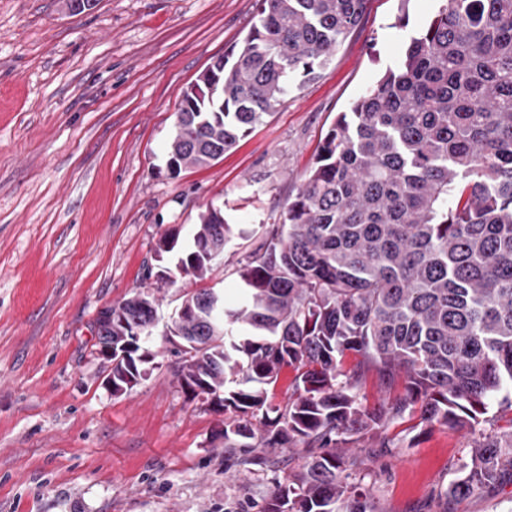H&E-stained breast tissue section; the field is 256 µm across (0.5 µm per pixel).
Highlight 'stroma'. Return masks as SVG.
<instances>
[{
	"mask_svg": "<svg viewBox=\"0 0 512 512\" xmlns=\"http://www.w3.org/2000/svg\"><path fill=\"white\" fill-rule=\"evenodd\" d=\"M258 0H0V512H259L302 471L304 448L227 454L222 425L173 376L163 331L195 282L164 265L167 230L206 206L233 231L208 286L232 292L246 252L280 222L339 113L395 66L437 0H369L317 77L222 160L167 169L180 94L242 43ZM160 298L157 356L113 395L99 311L133 290ZM389 447H382V440ZM466 431L403 419L348 450L375 512H512V486L462 501Z\"/></svg>",
	"mask_w": 512,
	"mask_h": 512,
	"instance_id": "35a3bbf8",
	"label": "stroma"
}]
</instances>
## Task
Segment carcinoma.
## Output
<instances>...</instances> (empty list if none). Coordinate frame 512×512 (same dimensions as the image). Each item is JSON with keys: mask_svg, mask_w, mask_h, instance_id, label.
<instances>
[{"mask_svg": "<svg viewBox=\"0 0 512 512\" xmlns=\"http://www.w3.org/2000/svg\"><path fill=\"white\" fill-rule=\"evenodd\" d=\"M368 2L260 0L243 45L182 90L170 174L223 159L318 75ZM438 2L398 64L338 115L282 224L245 256V296L219 291L214 309L211 289L188 291L167 326L182 392L226 414L224 447L308 449L261 512H374L344 448L415 412L471 436L447 498L512 486V425L476 430L492 403L512 409V0ZM230 242L208 207L188 242L172 229L155 257L175 253L204 281ZM156 302L135 291L112 306L114 395L157 357ZM285 368L294 387L273 408L267 387ZM370 368L401 385L373 409L360 396Z\"/></svg>", "mask_w": 512, "mask_h": 512, "instance_id": "carcinoma-1", "label": "carcinoma"}]
</instances>
